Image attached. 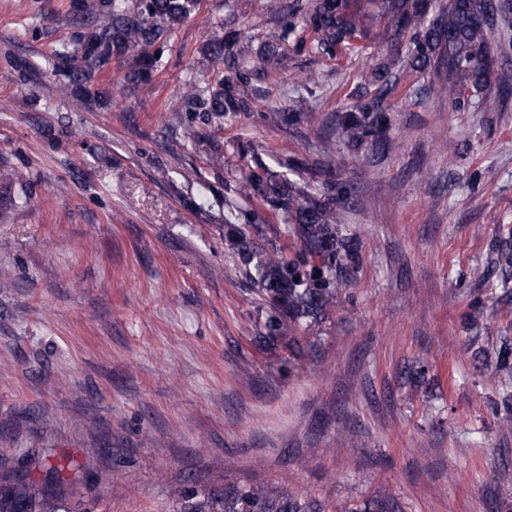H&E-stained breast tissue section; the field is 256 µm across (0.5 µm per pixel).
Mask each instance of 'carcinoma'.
I'll use <instances>...</instances> for the list:
<instances>
[{
	"label": "carcinoma",
	"mask_w": 512,
	"mask_h": 512,
	"mask_svg": "<svg viewBox=\"0 0 512 512\" xmlns=\"http://www.w3.org/2000/svg\"><path fill=\"white\" fill-rule=\"evenodd\" d=\"M375 11L367 13L353 0H270L279 23L268 33L260 59L268 62L280 45L294 32V19L302 15V37L296 47H304L331 57L337 51L352 50L354 43L370 38L367 22H379V44L386 47L387 59L376 61L364 82L353 94L345 111L334 113L331 127L320 144L321 159L313 168L296 153L283 150L276 168L262 173L240 171L233 191L244 201L255 198L277 207L285 226L301 243L298 259L290 261L277 250H261L251 238L256 214L231 206L224 214L225 237L229 248L246 270L254 271L258 293L275 311L265 322L263 342L270 346L287 340L291 356L303 350L295 343L296 331L325 318L333 302L348 284L345 258H356L358 242L343 234L338 206L347 202L350 188L336 181V137L341 136L356 151H387L386 135L391 98L397 89L394 66L402 62L413 71L430 76L426 88L431 95L448 93V81L478 97L486 106L496 105L493 94L512 92L507 70L491 76L495 63V33L499 17L512 8L498 0H369ZM199 0H90L85 11L107 10L110 22L103 29L79 37L80 50L62 52L53 64L57 88L66 94L94 81L97 72L112 58L132 57L137 66L126 73L132 84L150 80L158 58L151 50L176 24L183 22ZM211 63L221 77L214 86L191 88L189 99L207 116L217 120L249 112L256 91L250 85V70L241 64L245 53L241 33L229 30L206 45ZM268 123L278 125L301 121L312 125L317 110L309 108L290 114L283 108L269 111ZM327 186L322 193L317 185ZM495 361L487 363L490 376L503 391L505 414L500 427L512 430V336H498ZM47 478L32 490L0 486V512H71L59 503L63 490L57 483L61 469L51 456L42 460ZM174 512H325L312 499L265 486L226 488L222 492L196 494L186 498Z\"/></svg>",
	"instance_id": "obj_1"
}]
</instances>
